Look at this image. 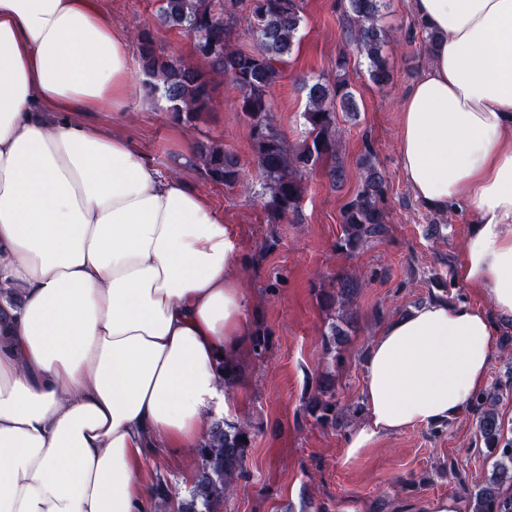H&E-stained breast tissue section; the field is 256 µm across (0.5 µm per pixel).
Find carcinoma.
Listing matches in <instances>:
<instances>
[{"label": "carcinoma", "mask_w": 512, "mask_h": 512, "mask_svg": "<svg viewBox=\"0 0 512 512\" xmlns=\"http://www.w3.org/2000/svg\"><path fill=\"white\" fill-rule=\"evenodd\" d=\"M384 0H347L346 34L349 43L369 61L371 81L384 86L390 72L382 57L387 33L377 24ZM248 19L247 34L254 40L250 50L235 49L231 40L239 36V17ZM158 21L190 36L196 55L207 69L166 59L156 54L150 32L139 36L138 60L148 92L161 91L174 120L189 124L214 102V78L229 80L239 92L238 107L250 127L256 166L268 190L265 209L274 219L299 215L304 194L302 177L331 159L326 175L334 185L346 173L337 157L336 114L356 115L358 104L347 78L350 65L346 53L336 57V81H306L307 128L293 149L276 129L270 93L285 74L288 57L302 27V0H160ZM194 157L201 174L209 181L231 186L240 180V162L224 145L211 140L196 142ZM362 183L343 207L342 230L337 247L350 254L359 252L387 233L386 213L381 205L384 180L367 151L361 159ZM361 283L353 278L337 279L336 292L319 293L323 309L331 313L323 334L327 354L337 352L346 336L332 312L350 310ZM270 348L267 330L258 328L250 337V352L263 358ZM336 373L325 370L316 378L315 393L305 413L324 427L347 425L336 400ZM479 436L487 455L494 458L489 478L469 494V512H512V440L503 437V422L497 409V389L478 395L472 404ZM258 427L247 421L222 420L198 448L201 466L189 498L176 512H224L228 493L249 479L245 460ZM247 441H242V438Z\"/></svg>", "instance_id": "carcinoma-1"}]
</instances>
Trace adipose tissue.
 Instances as JSON below:
<instances>
[{"mask_svg":"<svg viewBox=\"0 0 512 512\" xmlns=\"http://www.w3.org/2000/svg\"><path fill=\"white\" fill-rule=\"evenodd\" d=\"M436 37L407 92L415 197L471 226L470 292L407 307L365 358L354 462L387 436L462 418L512 317V0H411ZM137 80L97 0H0V512H142L156 448L230 412L225 356L254 333L238 240L184 182L81 113Z\"/></svg>","mask_w":512,"mask_h":512,"instance_id":"ef3b65f1","label":"adipose tissue"}]
</instances>
